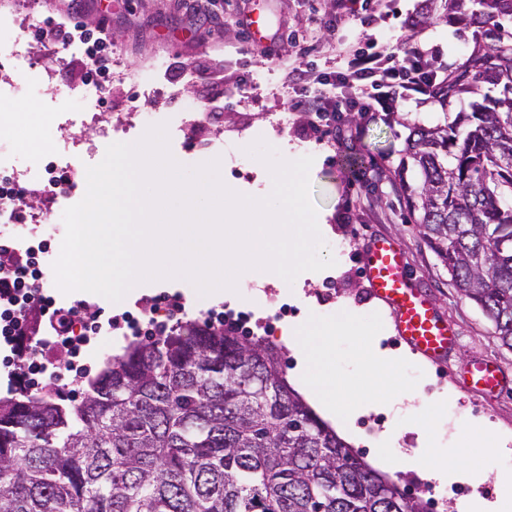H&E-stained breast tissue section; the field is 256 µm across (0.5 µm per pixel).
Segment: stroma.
Returning <instances> with one entry per match:
<instances>
[{
	"label": "stroma",
	"instance_id": "1",
	"mask_svg": "<svg viewBox=\"0 0 512 512\" xmlns=\"http://www.w3.org/2000/svg\"><path fill=\"white\" fill-rule=\"evenodd\" d=\"M422 0H374L379 16L374 28L358 21L324 23L325 0H41V25H54L88 35L99 17L109 14L108 44L119 47L131 69L153 67L160 92L147 109L156 122L174 112H203L204 124L182 126L169 150L179 164L191 168L216 159L220 177L230 189L262 198L267 183L258 161L246 149L264 140L284 158L313 156L309 178L311 198L331 234L326 251L335 264L315 281L269 283L254 271L238 279L239 302L217 304L225 322L280 345L282 328L313 318L333 329L329 351L337 381L357 388L374 406L355 420L351 448L371 461L376 444L393 456L387 476L406 494L424 496L429 512H463L465 499H495V476L512 472V350L501 345L491 322L453 287L447 268L416 230L396 174L408 125L414 118L434 119L440 106L427 101L395 112H357L344 119L340 134L313 131L314 114L293 111L296 99L288 80L292 69L315 73L345 66L346 47H367L370 38L406 50L410 36L421 44L442 48L451 75H460L464 62L487 40L480 31L447 18L444 10L421 14ZM264 20V38L252 39L254 20ZM35 67L27 74L0 67V86H17L13 113L0 125V154L20 168L30 165L26 146L15 142V123H45L57 127L63 116L81 109L79 99L88 60L70 56L60 62L44 60L40 40L31 43ZM161 67H154L155 59ZM39 81L57 88L55 98L36 100L24 85ZM94 110L97 121L85 126L87 142L99 140L108 125L130 128L134 138L146 130L139 102L129 86L112 83ZM288 117L279 127L277 115ZM360 158L358 166L343 165L346 156ZM390 238L404 249L414 287L422 289L437 313L448 320L459 343L443 365L412 351L397 337L390 308L371 298L361 275V260L370 243ZM55 309H79L98 316L103 327L82 346L80 358L102 363L103 352H115L130 335L122 318L164 302L185 304L181 283L148 289L141 298L117 310L97 298L62 293L46 283ZM395 355L386 379L370 358L373 346ZM494 360L507 379L503 389L486 397L466 390L464 372L477 360ZM486 473L479 484L434 482L433 461ZM432 491L422 494L423 481Z\"/></svg>",
	"mask_w": 512,
	"mask_h": 512
}]
</instances>
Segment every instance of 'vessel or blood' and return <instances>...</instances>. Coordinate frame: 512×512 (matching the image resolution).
<instances>
[{
	"label": "vessel or blood",
	"instance_id": "vessel-or-blood-1",
	"mask_svg": "<svg viewBox=\"0 0 512 512\" xmlns=\"http://www.w3.org/2000/svg\"><path fill=\"white\" fill-rule=\"evenodd\" d=\"M363 269L371 293L392 310L402 339L429 360H445L458 338L421 290L411 286L403 249L387 239L375 240L364 256ZM465 385L491 395L501 390L503 376L491 361L481 360L471 367Z\"/></svg>",
	"mask_w": 512,
	"mask_h": 512
}]
</instances>
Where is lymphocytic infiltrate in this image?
I'll return each mask as SVG.
<instances>
[{
    "label": "lymphocytic infiltrate",
    "instance_id": "lymphocytic-infiltrate-1",
    "mask_svg": "<svg viewBox=\"0 0 512 512\" xmlns=\"http://www.w3.org/2000/svg\"><path fill=\"white\" fill-rule=\"evenodd\" d=\"M438 48L414 47L398 53L371 42L350 53L346 68L329 73L296 72L305 91L300 106L314 113L322 127L336 130L347 112H393L398 105L437 98L448 84L438 66Z\"/></svg>",
    "mask_w": 512,
    "mask_h": 512
}]
</instances>
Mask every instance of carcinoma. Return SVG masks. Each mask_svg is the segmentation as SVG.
I'll use <instances>...</instances> for the list:
<instances>
[{
    "mask_svg": "<svg viewBox=\"0 0 512 512\" xmlns=\"http://www.w3.org/2000/svg\"><path fill=\"white\" fill-rule=\"evenodd\" d=\"M493 38L415 122L398 167L419 235L512 350V0H450ZM503 86L463 112L448 98ZM80 399L0 397V512H427L372 470L288 384L276 347L180 322L76 381Z\"/></svg>",
    "mask_w": 512,
    "mask_h": 512,
    "instance_id": "cac0c4a2",
    "label": "carcinoma"
}]
</instances>
